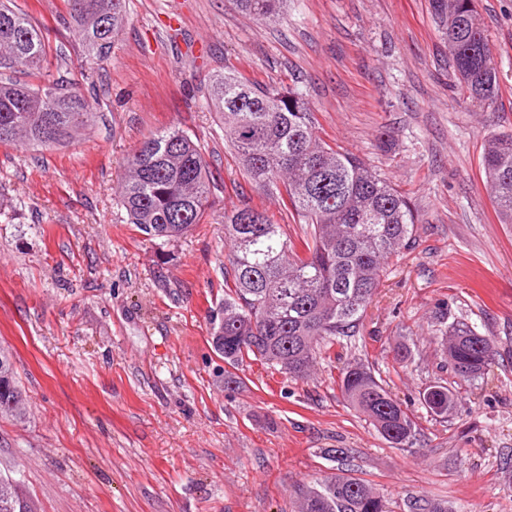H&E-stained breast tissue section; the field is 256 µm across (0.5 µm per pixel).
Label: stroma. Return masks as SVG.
I'll return each instance as SVG.
<instances>
[{
  "instance_id": "1",
  "label": "stroma",
  "mask_w": 512,
  "mask_h": 512,
  "mask_svg": "<svg viewBox=\"0 0 512 512\" xmlns=\"http://www.w3.org/2000/svg\"><path fill=\"white\" fill-rule=\"evenodd\" d=\"M16 2L48 35L51 78L69 75L83 48L63 0ZM128 9L111 65L85 83L99 123L53 151L0 144V347L30 402L24 419L0 416V471L41 512H298L299 489L334 474L366 481L393 512L417 497L512 512V224L499 223L481 165L488 136L512 131V0H478L498 70L489 108L458 84L429 0H290L277 24L233 0ZM227 68L301 89L318 135L419 215L360 333L304 380L228 366L210 339L225 210L248 202L294 240L306 231L244 178L205 105ZM174 126L224 188L201 224L162 242L124 221L119 191L127 154ZM445 319L496 341L487 376L461 382L445 367ZM405 342L415 353L401 364ZM353 359L413 414V448L392 447L344 401L336 379ZM440 380L458 397L445 418L419 402Z\"/></svg>"
}]
</instances>
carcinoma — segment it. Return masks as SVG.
<instances>
[{
  "label": "carcinoma",
  "instance_id": "carcinoma-1",
  "mask_svg": "<svg viewBox=\"0 0 512 512\" xmlns=\"http://www.w3.org/2000/svg\"><path fill=\"white\" fill-rule=\"evenodd\" d=\"M85 56L80 67L112 59L114 38L128 22L127 0H64ZM238 11L275 24L288 0H233ZM464 89L493 104L498 78L477 0H430ZM45 32L0 0V144L42 151L70 142L95 124L82 83L49 79ZM207 107L224 125L243 174L255 189L276 193L283 208L310 227L296 244L265 211L244 202L224 211V303L209 315L213 348L230 365L253 358L294 380L330 354L336 338L359 333L388 260L411 247L415 208L407 194L316 132L310 103L291 87L259 86L235 71L213 76ZM482 167L501 223L512 224V132L488 139ZM221 185L191 135L169 128L143 139L124 161L120 204L129 223L171 241L204 219ZM455 377L467 382L495 363V341L466 323L440 336ZM343 399L387 442L413 447L417 425L375 370L362 361L338 377ZM437 417L456 405L448 385L420 392ZM28 400L11 357L0 351V415L25 417ZM0 512H38L23 480L0 473ZM299 512H392L386 497L352 477L317 479L301 492Z\"/></svg>",
  "mask_w": 512,
  "mask_h": 512
}]
</instances>
